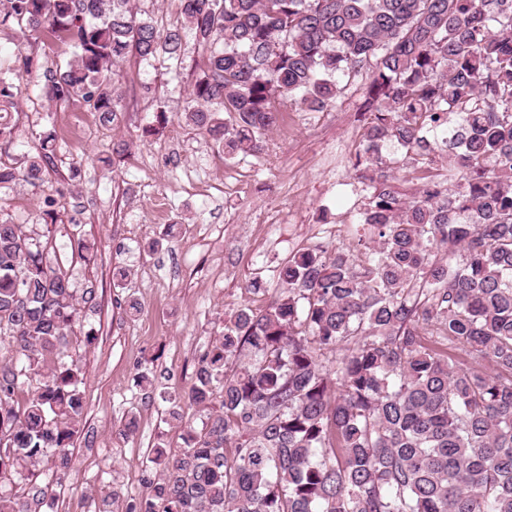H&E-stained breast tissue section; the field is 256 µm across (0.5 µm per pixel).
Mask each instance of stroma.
Segmentation results:
<instances>
[{"label":"stroma","mask_w":512,"mask_h":512,"mask_svg":"<svg viewBox=\"0 0 512 512\" xmlns=\"http://www.w3.org/2000/svg\"><path fill=\"white\" fill-rule=\"evenodd\" d=\"M36 53L39 68L24 82L12 115L15 139L0 144V161L16 163L52 131L56 171L47 184L0 191V207L16 223H33L51 182L79 170V192L67 198L56 226L57 260L72 270L76 287L98 291L83 322L94 340L78 350L86 406L74 439L75 468L46 512H96L112 493L116 512H125L145 489L155 449L180 448V429L167 421L162 396L188 389L199 358L224 332L225 314L244 304L264 307L297 250L354 248L355 220L369 193L353 162L369 115L357 80L323 110L287 104L258 153L228 159L181 118L205 66L193 42L178 66H121L125 119L117 129L81 102L41 97L44 69L64 64L71 51L41 43ZM160 110L167 126L145 135ZM120 139L129 154L114 164L112 144ZM73 218L92 245L84 260L68 245ZM170 224L179 234L169 242ZM255 278L264 292L248 290ZM130 301L138 314H127ZM131 417L137 429L128 435L123 425Z\"/></svg>","instance_id":"1"}]
</instances>
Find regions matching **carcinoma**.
I'll use <instances>...</instances> for the list:
<instances>
[{
    "mask_svg": "<svg viewBox=\"0 0 512 512\" xmlns=\"http://www.w3.org/2000/svg\"><path fill=\"white\" fill-rule=\"evenodd\" d=\"M1 28L28 47L0 69L1 142L34 35L72 50L44 72L45 97L116 128L115 69L177 63L191 34L207 62L184 118L231 158L261 149L277 99L323 108L365 77L373 119L354 167L370 241L298 250L265 307L224 319L167 399L181 450L156 449L126 512H512V0H180L167 28L134 0H0ZM386 145L422 160L418 188L395 184ZM55 154V134L39 136L24 165L0 161V188L43 184ZM77 191L45 197L40 233L0 213V486H22L0 492V512H41L72 469L85 410L72 337L97 294L50 256ZM192 407L208 409L199 430ZM49 463L55 478L39 480Z\"/></svg>",
    "mask_w": 512,
    "mask_h": 512,
    "instance_id": "carcinoma-1",
    "label": "carcinoma"
}]
</instances>
